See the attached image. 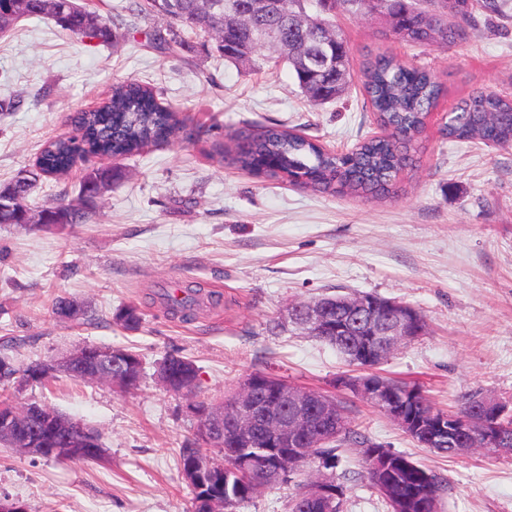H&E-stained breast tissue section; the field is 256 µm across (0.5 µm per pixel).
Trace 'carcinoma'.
Wrapping results in <instances>:
<instances>
[{"label":"carcinoma","instance_id":"carcinoma-1","mask_svg":"<svg viewBox=\"0 0 512 512\" xmlns=\"http://www.w3.org/2000/svg\"><path fill=\"white\" fill-rule=\"evenodd\" d=\"M362 0H285L288 11L308 16L305 28L288 25L279 16L258 15L252 29L224 24V0H141L139 13L150 17L175 20V25L150 34V40L174 52L187 44L186 35H202L211 39V49L218 57L245 72L261 70L274 62L288 67L301 93L315 105L335 101L344 96L353 78H358L377 122L387 135L369 138L355 145L349 154L329 153L320 144L289 129L260 127L241 140L234 163L250 173L297 179L301 186L315 192L336 190L385 198L393 192L397 174L412 164L411 150L421 140L430 112L442 99L445 88L428 71L406 64L387 53H379L364 62L360 74L336 71L318 73L302 65L301 49L315 46L327 38L328 29L336 28V13H356ZM469 0H372L373 15L385 24L384 35L419 45L448 46L466 38L469 24ZM48 16L57 26L80 39L108 43L112 29L98 12L78 0H0V32L7 31L21 18ZM279 25L288 42V54L274 55L255 40L269 25ZM329 56L350 61V48L341 34L329 42ZM78 136L55 138L45 143L31 168L24 170L3 189L6 202L0 204V224H30L49 228L56 224H77L84 218L81 208L63 202L33 215L27 203L30 189L39 181L70 171L87 155L117 158L140 152L184 131L191 140L199 130H186L185 120L176 109L165 107L152 89L138 82H127L111 88L106 103L99 109L74 115ZM446 135L459 141H479L498 147H512V97L494 92H476L462 98L445 125ZM121 176L118 168H92L85 172L82 189L86 199L99 195ZM184 296L170 297L172 312L185 317L193 314L196 296L201 289L186 287ZM31 427L49 446L59 447L52 437L51 424L36 419ZM362 448V463L368 481H373L367 458L376 444L344 422L340 434L308 448V454L330 469L339 463L336 446ZM258 455L251 444L235 449L207 448L195 437L180 451V463L194 453L222 454L224 473L216 485L224 487V510L236 508L257 497L271 484L260 471L235 472L232 451ZM443 478L418 462L396 473L387 495L390 510L405 500V512H439ZM297 490L288 500L289 512H323L306 497L305 482L296 483Z\"/></svg>","mask_w":512,"mask_h":512}]
</instances>
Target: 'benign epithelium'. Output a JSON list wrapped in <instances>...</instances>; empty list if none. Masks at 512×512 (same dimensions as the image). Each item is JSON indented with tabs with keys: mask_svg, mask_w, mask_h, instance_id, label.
<instances>
[{
	"mask_svg": "<svg viewBox=\"0 0 512 512\" xmlns=\"http://www.w3.org/2000/svg\"><path fill=\"white\" fill-rule=\"evenodd\" d=\"M249 16L250 6L246 4L229 3L224 7L227 21L243 25ZM290 319L297 328L312 336L328 339L348 336L364 344L369 339L374 341L373 348L364 351L365 360L359 364L361 374L338 377L336 388L348 390L383 410L408 435L422 437L431 448L463 444L466 453L486 450L490 438L498 437L502 430L512 426V407L486 395L480 396L481 409L476 418L460 413L435 420L409 412L406 396L377 374L372 363L375 354L387 358L421 336V331L416 329V313L406 304L388 301L370 305L366 297L354 295L336 299L333 307L319 298L294 305ZM43 370L48 375L64 372L121 388L131 382L132 371H141V365L112 348L101 350L98 361L92 365L86 349L81 348L60 359L47 361ZM159 379L167 390L191 395L186 381L172 377L170 371H165ZM194 414L200 438L210 448H226L239 439L260 444L265 452V477L273 482L281 481L284 474L296 469L302 460L301 452L313 436L320 433L332 439L343 424L334 395L286 382L274 383L265 376L244 379L230 399L196 408ZM36 415H47L54 420V432L67 447L91 448L98 454L103 453L98 441L87 436L74 420L37 404L0 417V442L40 454L38 439L24 427ZM217 468L210 455L197 454L183 474L194 487ZM337 496L332 476L320 468L313 471L308 480L307 497L330 512Z\"/></svg>",
	"mask_w": 512,
	"mask_h": 512,
	"instance_id": "benign-epithelium-1",
	"label": "benign epithelium"
}]
</instances>
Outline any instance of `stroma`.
<instances>
[{"label": "stroma", "instance_id": "1", "mask_svg": "<svg viewBox=\"0 0 512 512\" xmlns=\"http://www.w3.org/2000/svg\"><path fill=\"white\" fill-rule=\"evenodd\" d=\"M86 2L111 25L113 42L68 36L40 17L0 34V101L22 102L0 114V186L31 167L44 141L72 133L73 115L99 106L117 83L151 85L204 132L116 160L123 179L83 223L0 224V358L20 367L98 345L132 349L143 362L129 389L64 373L45 385L6 382L16 407L39 403L95 429L105 457L54 461L0 444V499L25 512H193L179 452L196 420L187 399L161 384L160 362L170 354L191 360L197 398L211 403L258 372L328 390L346 363L288 321L292 306L324 296L369 293L415 307L426 333L380 371L419 384L440 409H457L470 392L512 403V148L454 141L444 130L461 98L512 95V0L492 17L475 10L469 36L448 47L383 37L380 22L363 13L337 18L352 69L387 52L430 69L446 88L415 165L382 200L317 193L232 161L233 133L255 122L338 151L375 135L358 87L314 106L286 68L248 75L199 42L169 53L139 34L166 20L144 19L133 0ZM84 168L41 182L30 208L62 195L78 201ZM191 282L206 298L185 320L161 295ZM61 297L74 316L54 314ZM127 305L143 314L138 330L114 320ZM336 397L349 402L353 426L371 441L443 478L441 512H512V453L444 458L362 399ZM338 455L343 512H387L362 473L359 448Z\"/></svg>", "mask_w": 512, "mask_h": 512}]
</instances>
